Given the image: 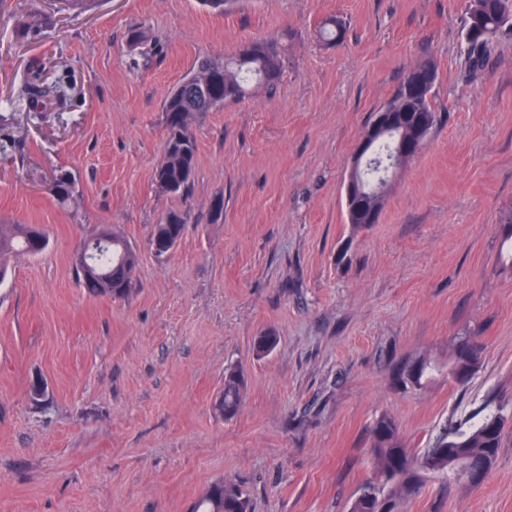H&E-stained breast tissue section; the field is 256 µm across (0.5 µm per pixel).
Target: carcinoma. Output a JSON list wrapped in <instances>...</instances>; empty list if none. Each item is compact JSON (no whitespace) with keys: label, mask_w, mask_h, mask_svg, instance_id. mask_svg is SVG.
I'll use <instances>...</instances> for the list:
<instances>
[{"label":"carcinoma","mask_w":512,"mask_h":512,"mask_svg":"<svg viewBox=\"0 0 512 512\" xmlns=\"http://www.w3.org/2000/svg\"><path fill=\"white\" fill-rule=\"evenodd\" d=\"M478 15L483 19L480 35L474 39L464 36L467 61L477 69L488 57L490 47L497 34L512 28V0H468L465 19ZM344 24L336 17L325 19L320 27V36L328 44L342 39ZM283 67L281 49L267 41L253 42L241 47L230 56L207 57L199 61L188 74L194 84H177L164 101L166 113L164 150L154 172V185L158 193L171 196L188 194L194 183L197 166V143L190 128L191 117L203 112H213L231 102L250 96L253 89L265 88L269 93L277 89ZM437 80V68L430 59L421 60L408 69L391 98L384 104L390 112H413L429 122L433 129L438 113L431 102V93L414 96L410 93L414 75ZM416 136L414 126L402 122L390 128L377 139L375 155L380 159L396 155L397 145L404 137ZM186 219L176 211L167 214L165 223L154 227L151 243L166 237L176 243L185 231ZM112 247L98 251L95 262L109 278V285L95 276L79 273L87 293L92 297L107 296L124 299L129 296L133 277L125 270L132 269L137 253L127 243L118 229H113ZM47 238L45 230L38 224H0V282L6 279L8 266L5 259L10 256H35L43 252L42 241ZM278 336L267 331L254 341L256 354L271 351ZM481 355V347L467 337L461 338L455 347L454 357L448 364L451 370L462 366L475 372ZM440 369L428 360L403 369L399 381L403 385L419 387L434 378ZM242 374L229 371L224 374V394L218 404L226 418L235 416L242 403ZM482 417L475 423L464 426L445 427L426 448L406 447L397 435V426L389 418L377 421L371 434L375 460V477L368 482L356 498L352 512H397L399 499L413 491L426 479H437L450 485L460 483L470 488L484 484L488 471L501 445L504 422L507 419L502 406L486 405L481 409ZM471 459L486 465L482 480L471 483L463 478V461ZM192 512H250V499L244 486L232 480L214 482Z\"/></svg>","instance_id":"obj_1"}]
</instances>
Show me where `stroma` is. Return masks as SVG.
Here are the masks:
<instances>
[{
    "label": "stroma",
    "instance_id": "1",
    "mask_svg": "<svg viewBox=\"0 0 512 512\" xmlns=\"http://www.w3.org/2000/svg\"><path fill=\"white\" fill-rule=\"evenodd\" d=\"M466 0H0V223L48 245L0 284V512H191L216 480L251 512H350L389 416L411 448L486 404L512 407V31L469 70ZM342 18L344 40L316 36ZM150 30L131 44L129 30ZM282 49L275 94L196 115L194 185L156 192L169 91L205 56ZM432 59L439 121L398 169L378 223L347 224L342 182L373 112ZM61 85L35 100L30 84ZM74 180L62 201L45 188ZM223 199L221 220L210 204ZM187 220L156 256L154 224ZM119 226L139 256L126 299L90 298L84 237ZM279 342L256 354L254 340ZM482 347L466 388L440 375ZM242 406L216 405L224 371ZM45 394L33 398V380ZM399 512H512V421L484 484L425 480ZM481 355V347L472 342L470 338L466 336L459 340L455 347L454 357L451 363L448 364V380L453 377L452 370L456 365L468 368L470 374L462 379H455V383L461 387L466 386L476 368L478 367ZM415 364L400 372L398 380L402 385L407 387L410 384L412 387H419L440 372V369L429 360L422 359ZM243 386L241 373L232 370L224 374V394L218 404L224 418H231L238 413L242 403Z\"/></svg>",
    "mask_w": 512,
    "mask_h": 512
}]
</instances>
